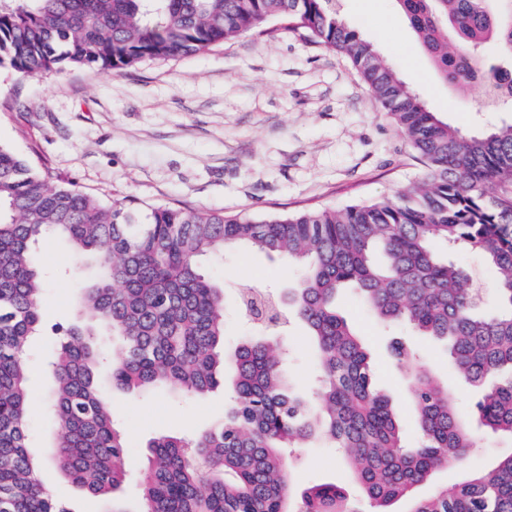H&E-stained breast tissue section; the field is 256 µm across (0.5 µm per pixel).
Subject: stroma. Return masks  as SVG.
Masks as SVG:
<instances>
[{
  "mask_svg": "<svg viewBox=\"0 0 512 512\" xmlns=\"http://www.w3.org/2000/svg\"><path fill=\"white\" fill-rule=\"evenodd\" d=\"M339 11L449 125L478 133L512 123L511 106L485 109L479 90L461 92L436 74L397 0H374L369 8L364 0H339ZM414 67L423 80L413 78ZM0 144L108 201L140 210L167 205L256 218L375 203L425 173L346 57L307 34L276 25L202 54L144 60L118 73L72 67L31 77L1 70ZM39 257L48 274L45 324L66 323L87 271L60 242L44 244ZM207 264L223 281L230 302L239 288L279 293L300 276L297 267L247 249L226 251ZM337 305L369 347L376 381L391 396L408 445L418 441L416 414L406 372L388 352L392 336L411 345L415 365L430 369L456 394L460 407L469 408L477 390L455 372L444 346L405 327L383 328L354 291H343ZM281 339L287 372L314 391V348L305 327L289 325ZM57 343V338L39 337L30 346L34 405L49 396L46 363ZM105 398L129 435V453L138 468L149 438L195 436L223 415L226 393L221 388L203 397L109 391ZM472 429L476 448L465 466L436 472L435 483H457L467 471L490 469L500 456L512 453V438L477 421ZM40 477L74 512H102V503L55 467L44 466ZM291 480L298 488L333 482L351 497L361 494L338 450L322 444L295 450Z\"/></svg>",
  "mask_w": 512,
  "mask_h": 512,
  "instance_id": "obj_1",
  "label": "stroma"
}]
</instances>
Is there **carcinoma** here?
<instances>
[{"label": "carcinoma", "mask_w": 512, "mask_h": 512, "mask_svg": "<svg viewBox=\"0 0 512 512\" xmlns=\"http://www.w3.org/2000/svg\"><path fill=\"white\" fill-rule=\"evenodd\" d=\"M399 0L434 68L491 106L512 102V68L487 67L493 42L512 58V0ZM304 31L347 57L426 165L391 199L255 219L158 206L144 212L73 186H53L0 144V512H71L40 480L49 463L105 512H129V440L104 388L205 396L224 384V415L193 438L159 434L140 474L141 512H365L335 483L296 489L291 449L340 448L371 512H512V453L427 495L439 469L462 464L474 435L455 394L428 369L409 384L419 444L374 382L363 340L339 313L352 288L375 319L446 346L454 368L482 390L471 412L512 437V124L465 135L439 119L348 26L336 0H0V69L35 76L67 66L122 72L146 60L202 53L272 23ZM58 240L95 269L51 355L48 455L27 445L32 415L26 353L43 335L41 244ZM480 251L496 270V303L481 306L465 271L434 249ZM257 250L302 270L285 298L246 288L239 311L262 334L224 348V283L205 260ZM303 322L315 346L314 398L283 369L278 339ZM112 335V365L98 346Z\"/></svg>", "instance_id": "obj_1"}]
</instances>
